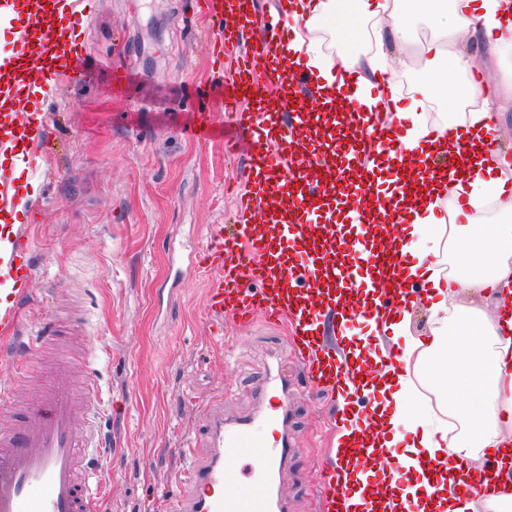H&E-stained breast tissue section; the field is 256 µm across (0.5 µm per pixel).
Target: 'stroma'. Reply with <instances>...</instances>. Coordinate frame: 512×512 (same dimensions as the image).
I'll list each match as a JSON object with an SVG mask.
<instances>
[{"instance_id": "stroma-1", "label": "stroma", "mask_w": 512, "mask_h": 512, "mask_svg": "<svg viewBox=\"0 0 512 512\" xmlns=\"http://www.w3.org/2000/svg\"><path fill=\"white\" fill-rule=\"evenodd\" d=\"M401 36H376L374 22L346 15L322 49L366 58L380 50L396 66L402 107L435 113L469 111L468 97L449 101L422 92L428 76L417 56L423 34L446 39L447 57L462 54L504 89L495 102L497 150L512 164V54L499 58L466 35L446 38L442 17L399 0ZM76 20L78 52L87 76H58L33 97L45 132L39 163L22 211L36 256L32 290L20 328L0 340V374L49 319L63 286L83 288L99 378L97 425L107 449L95 460L101 512H175L185 494L178 481L193 444L205 456L206 435L194 404L227 415L251 411L267 356L278 351L289 375L302 381L285 327L258 322L231 327L232 360L211 332L205 308L211 276L188 268L189 254L220 224L241 219L236 184L249 175L250 141L239 134L224 151L230 122L224 84L236 76L235 56L213 74L219 31L201 0H83ZM125 75L114 87L115 75ZM213 120L217 132L198 145L192 130ZM329 395L306 389L295 398L297 451L286 489L294 512H319L316 478L331 461L338 434L328 425Z\"/></svg>"}]
</instances>
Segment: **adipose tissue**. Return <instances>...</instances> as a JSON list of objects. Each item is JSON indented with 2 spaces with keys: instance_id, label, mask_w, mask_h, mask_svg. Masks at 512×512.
I'll use <instances>...</instances> for the list:
<instances>
[{
  "instance_id": "ef3b65f1",
  "label": "adipose tissue",
  "mask_w": 512,
  "mask_h": 512,
  "mask_svg": "<svg viewBox=\"0 0 512 512\" xmlns=\"http://www.w3.org/2000/svg\"><path fill=\"white\" fill-rule=\"evenodd\" d=\"M396 0H310L305 14L294 18V37L284 52L294 63H306L322 89L342 86L346 77L355 81L354 96L362 98L372 73H387L382 54L367 62L341 54L322 52L321 32L335 29L347 12L367 18L390 19L400 28L404 18ZM450 16L449 28L458 32L473 28L497 53L512 52V0H443ZM389 101L405 128L402 139L404 168L412 179H420L426 153L458 157L459 166L450 176L427 184L421 200L410 210L398 238L375 235L380 248L397 246L408 256L403 282L424 281L430 288V328L425 337L410 330L408 311L413 301L401 291V318L371 322L372 332H392L404 337L401 370L379 375L372 390L376 396L373 419L381 447L392 448L409 441V454L440 457L439 487L460 482L470 461L480 451L500 450L512 455V171L492 170L484 158L464 153L465 135L489 142L495 130L490 107L455 112L435 121L399 108V87L390 84ZM465 195L466 206L454 198ZM496 201L507 222L469 223V209ZM434 229L429 250L418 244L426 229ZM465 288L489 292L500 312L489 319L476 309L455 301ZM437 397L436 408H414L410 399L419 389ZM489 491L480 499L436 495L417 503V512H512V467L503 465L488 482Z\"/></svg>"
}]
</instances>
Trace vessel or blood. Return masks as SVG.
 I'll return each instance as SVG.
<instances>
[{
	"label": "vessel or blood",
	"mask_w": 512,
	"mask_h": 512,
	"mask_svg": "<svg viewBox=\"0 0 512 512\" xmlns=\"http://www.w3.org/2000/svg\"><path fill=\"white\" fill-rule=\"evenodd\" d=\"M210 18L224 31L222 49L234 46L239 31L256 19L241 0H205ZM57 0H0V12L19 9L11 33L20 51L0 58V213L17 206L18 176L37 168L28 146L31 117L18 107L30 91L49 82L56 59L76 74L84 69L66 53L67 37L49 17ZM285 24L272 26L259 52L241 55L238 77L226 87L228 104L250 97L253 106L236 112L237 129L251 137L247 199H270L259 220L244 216L231 229L212 233L194 255L193 266L210 272L207 308L216 315L215 335H223L224 314L239 324L288 325L291 348L308 389L336 393L345 384L369 389L370 370L357 359L323 348L324 319H372L395 308L394 275L405 262L399 253L372 251L373 218L362 211L348 231H339L336 210L347 186L372 180L365 165L369 142L384 151L402 147L401 126L381 123L377 113H359L354 127L304 139L320 116L334 112L335 96L323 93L304 67L276 55L291 41ZM417 191L399 177L389 212L409 208ZM23 224L0 225V334H15L19 309L33 279V258ZM82 332L81 317L50 319L38 341H57ZM296 387L279 367H270L256 410L224 418L198 413L208 433L209 457L192 463L185 479L188 498L179 512H291L284 474L295 448L290 429ZM98 377L94 369H75L64 359L51 363L39 386L26 389L0 381V512H97L96 497L83 466V452L95 447ZM369 409L357 403L334 407L331 424L355 422L363 440L341 445L338 462L320 469L323 512H346L349 488L344 467L376 466L383 454L370 439Z\"/></svg>",
	"instance_id": "b4317fda"
}]
</instances>
